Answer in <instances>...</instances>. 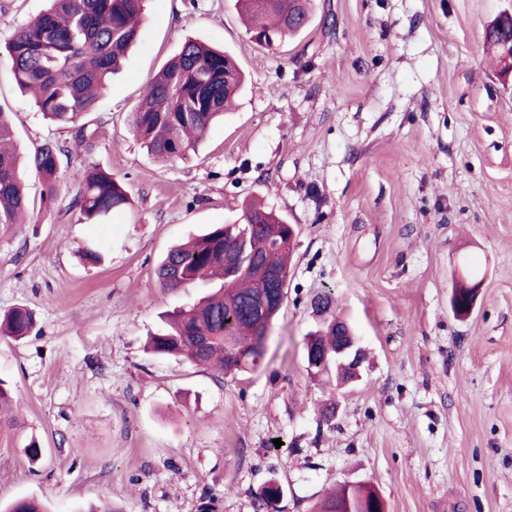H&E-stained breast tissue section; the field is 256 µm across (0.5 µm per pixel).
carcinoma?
<instances>
[{"instance_id":"carcinoma-1","label":"carcinoma","mask_w":512,"mask_h":512,"mask_svg":"<svg viewBox=\"0 0 512 512\" xmlns=\"http://www.w3.org/2000/svg\"><path fill=\"white\" fill-rule=\"evenodd\" d=\"M48 7L18 28L7 43L17 85L32 94L38 112L53 124L74 131L83 143L95 136L80 123L91 111L129 49L138 42L146 0H48ZM250 23L251 38L270 46L307 28L312 0H238ZM242 84L241 72L225 52L187 39L178 54L148 82L127 117L134 138L147 154L166 163L185 162L196 153L209 126L224 117ZM69 147L47 140L22 156L14 145L9 118L0 112V230L28 223L35 201L20 175L21 165L42 181L40 206L57 199L62 158ZM83 219L101 224L132 208L124 184L112 171L93 166L72 201ZM294 226L275 210L252 204L231 224H215L190 241L169 249L157 262L154 276L164 288L210 283L209 293L165 320L149 336L150 352L194 365H217L229 374L258 370L264 362L273 321L287 295L291 273L290 237ZM324 315L306 342L307 372L313 377L350 382L352 374L336 360V348L352 336L336 319L329 298L314 302ZM34 327L25 306L0 314V335L21 339ZM14 391L0 380V440L20 428L17 417L4 418ZM280 484L271 478L258 496L257 508L269 512ZM383 501L368 487L344 486L322 501L318 512H380ZM5 512H49L35 498H21Z\"/></svg>"}]
</instances>
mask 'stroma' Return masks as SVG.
<instances>
[{"instance_id": "stroma-1", "label": "stroma", "mask_w": 512, "mask_h": 512, "mask_svg": "<svg viewBox=\"0 0 512 512\" xmlns=\"http://www.w3.org/2000/svg\"><path fill=\"white\" fill-rule=\"evenodd\" d=\"M46 6L0 0V110L27 150L72 139L35 111L4 47ZM510 9L315 0L305 31L262 47L236 0H147L138 43L82 118L95 137L62 161L57 200L0 233V312L35 316L25 339H0L23 436L0 446V505L257 512L273 476L277 512L360 483L387 512H512V75L483 45ZM189 36L231 52L245 86L196 155L164 166L126 117ZM93 165L135 202L103 224L72 205ZM253 196L297 234L263 365L232 379L147 353L165 314L209 289L161 287L158 259ZM89 247L101 264L81 260ZM464 266L482 285L461 320L450 296ZM322 295L366 351L343 388L306 370Z\"/></svg>"}]
</instances>
